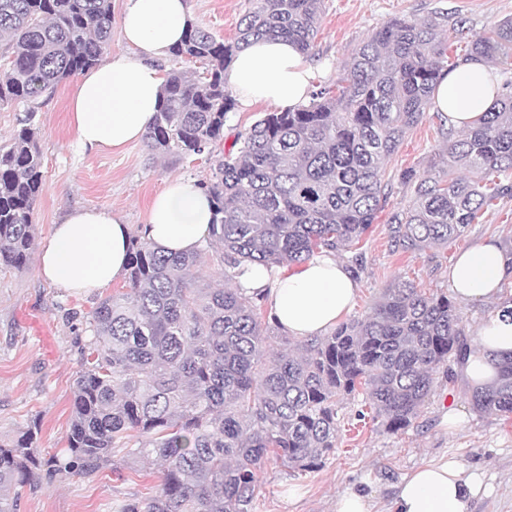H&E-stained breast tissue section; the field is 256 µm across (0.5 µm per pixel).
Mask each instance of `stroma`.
<instances>
[{
    "label": "stroma",
    "instance_id": "obj_1",
    "mask_svg": "<svg viewBox=\"0 0 512 512\" xmlns=\"http://www.w3.org/2000/svg\"><path fill=\"white\" fill-rule=\"evenodd\" d=\"M196 24L217 37L233 40L240 19L254 0H187ZM447 10L448 29L467 35L512 17V0H324L315 53L310 58L314 86L335 82L354 48L373 31L397 17L425 19ZM77 78L65 80L54 96L39 106V145L44 185L33 211L37 241H44L59 218L75 206L111 211L139 233L147 222L150 199L175 178H209L215 158L230 148L235 135L249 128L265 105L236 106L224 125V139L212 156L151 158L145 142L124 152L80 151L69 124V100ZM446 146L438 119L427 115L407 130L398 152L386 164L389 194L384 209L366 233L360 252H340L344 262L363 261L355 279L360 285L350 313H370L387 286L396 279L414 281L422 291L450 294L448 272L457 253L483 239L495 238L512 250V198L497 201L479 222L448 244L401 253L391 246L387 220L407 208L412 190L401 183L402 171L423 176L439 169ZM120 282L90 293L72 294L42 279L36 262L24 270L0 265V442L17 439L38 426L35 442L42 452L66 444L82 347L87 339L70 312L91 310L119 290ZM453 383L437 378L434 393L406 429L389 432L364 417L360 397H344L338 407L336 447L313 471L290 472L267 463L258 475L260 496L253 512H335L345 491L367 494L373 512H387L401 479L422 462L448 456L465 471L484 474L493 487L473 499L471 512H512V416L477 411L471 384L459 363H451ZM460 414L458 427L448 425L449 410ZM161 482L160 467L136 461L120 471L103 469L90 480L70 478L19 490V512H116L129 499H148Z\"/></svg>",
    "mask_w": 512,
    "mask_h": 512
}]
</instances>
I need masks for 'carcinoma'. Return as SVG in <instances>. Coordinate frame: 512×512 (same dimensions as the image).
I'll return each instance as SVG.
<instances>
[{"label": "carcinoma", "instance_id": "obj_1", "mask_svg": "<svg viewBox=\"0 0 512 512\" xmlns=\"http://www.w3.org/2000/svg\"><path fill=\"white\" fill-rule=\"evenodd\" d=\"M322 7L255 0L231 42L191 25L172 55L200 71L167 73L148 149L211 154L236 107L224 82L236 55L266 38L314 53ZM446 18L390 20L352 52L336 87L238 132L201 182L214 211L205 246L166 254L131 237L124 287L81 316L87 341L66 448L35 449V425L0 444V512H16L26 485L93 479L139 459L160 464L162 483L118 512H251L262 466L310 471L336 448L342 396L361 394L390 431L416 418L439 368L469 350L447 295L395 280L371 313L291 353L272 348L288 338L263 321L259 293L211 288L199 270L211 259L230 271L299 264L360 243L387 199L386 161L448 74ZM2 42L0 107H27L0 146V265L20 270L34 248L43 186L36 105L98 64L112 42V0H0ZM472 61L512 67V18L468 40L458 64ZM452 132L446 178L401 174L413 199L389 219L396 251L444 245L483 208L512 197V91L462 138ZM493 364L496 378L473 387L472 401L512 414V355Z\"/></svg>", "mask_w": 512, "mask_h": 512}]
</instances>
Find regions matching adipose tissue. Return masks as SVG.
<instances>
[{"instance_id": "ef3b65f1", "label": "adipose tissue", "mask_w": 512, "mask_h": 512, "mask_svg": "<svg viewBox=\"0 0 512 512\" xmlns=\"http://www.w3.org/2000/svg\"><path fill=\"white\" fill-rule=\"evenodd\" d=\"M192 21L186 0H128L121 33L128 53L111 56L84 73L70 102L76 145L82 150H115L142 139L159 108L164 83L160 63L179 44ZM314 68L297 47L282 39L252 43L234 61L225 83L244 106L305 105ZM500 84L490 68L471 63L451 72L436 88L433 107L465 131L494 102ZM213 211L196 181L176 179L151 200L145 233L170 253L195 250L207 237ZM130 228L112 212L78 207L55 224L37 256L41 277L71 293L108 287L125 273ZM512 281V256L493 238L458 253L449 273L456 298L464 303L499 300ZM240 288L262 292L270 318L294 337L321 336L340 324L355 305L359 286L346 265L331 253L305 265L245 267ZM512 352V315L497 310L477 331L465 373L486 383L495 376L493 354ZM483 474H463L445 459L415 469L398 485L390 512H470L486 491Z\"/></svg>"}]
</instances>
